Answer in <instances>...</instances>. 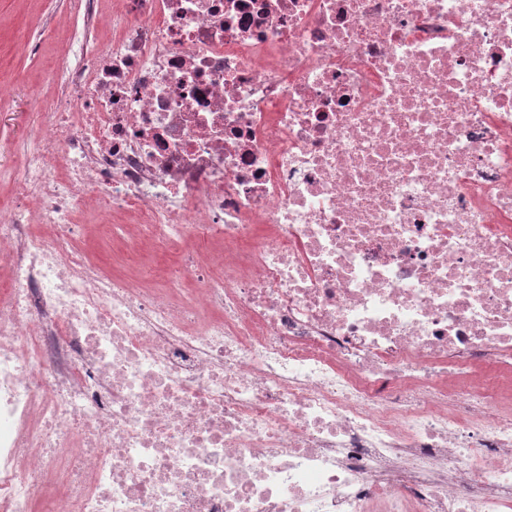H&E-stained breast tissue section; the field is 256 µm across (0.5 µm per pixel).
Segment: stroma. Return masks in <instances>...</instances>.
I'll use <instances>...</instances> for the list:
<instances>
[{
  "label": "stroma",
  "mask_w": 512,
  "mask_h": 512,
  "mask_svg": "<svg viewBox=\"0 0 512 512\" xmlns=\"http://www.w3.org/2000/svg\"><path fill=\"white\" fill-rule=\"evenodd\" d=\"M67 0H0V85L10 86L11 98L0 101V145L17 142L31 129L37 113L46 111L58 92L51 75L80 49L82 21L65 16ZM39 42L38 55L24 53L27 42Z\"/></svg>",
  "instance_id": "stroma-1"
}]
</instances>
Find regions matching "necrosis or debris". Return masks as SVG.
I'll list each match as a JSON object with an SVG mask.
<instances>
[{"instance_id":"obj_1","label":"necrosis or debris","mask_w":512,"mask_h":512,"mask_svg":"<svg viewBox=\"0 0 512 512\" xmlns=\"http://www.w3.org/2000/svg\"><path fill=\"white\" fill-rule=\"evenodd\" d=\"M70 9L0 168V512H512V0ZM93 212L185 254L112 274Z\"/></svg>"}]
</instances>
